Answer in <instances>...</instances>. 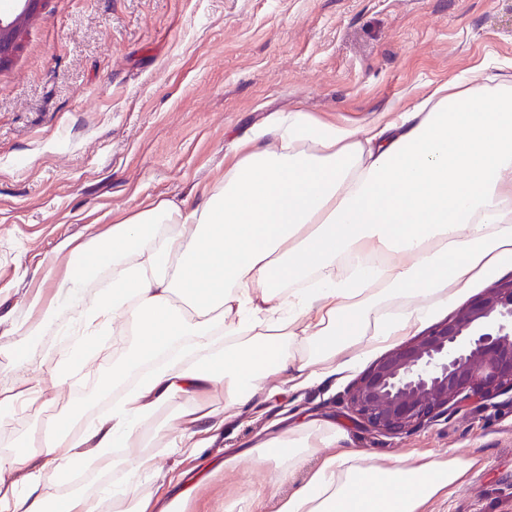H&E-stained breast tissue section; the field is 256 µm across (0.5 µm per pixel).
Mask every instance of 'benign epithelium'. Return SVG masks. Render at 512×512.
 Wrapping results in <instances>:
<instances>
[{
  "mask_svg": "<svg viewBox=\"0 0 512 512\" xmlns=\"http://www.w3.org/2000/svg\"><path fill=\"white\" fill-rule=\"evenodd\" d=\"M0 13V64L42 0ZM512 394V278L498 280L455 315L393 349L350 392L354 418L401 434L474 400Z\"/></svg>",
  "mask_w": 512,
  "mask_h": 512,
  "instance_id": "benign-epithelium-1",
  "label": "benign epithelium"
}]
</instances>
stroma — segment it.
I'll return each instance as SVG.
<instances>
[{
	"mask_svg": "<svg viewBox=\"0 0 512 512\" xmlns=\"http://www.w3.org/2000/svg\"><path fill=\"white\" fill-rule=\"evenodd\" d=\"M486 61L512 62V0H44L0 67V347L20 342L11 328L33 296H55L71 265L60 241L105 232L157 198L197 205L236 142L276 113L360 121ZM49 254L48 276L39 263ZM42 344L54 356L39 370L41 397L0 429V453L73 400L110 410L113 348L67 385L56 377L66 340L50 330ZM382 357L303 389L261 390L191 452L171 451L184 425L163 410L140 430L156 458L140 491L183 495L186 512H224L238 499L246 512H277L291 487H270L269 463L249 450L305 417L341 426L348 447L378 462L478 457L430 512H512V397L379 433L353 420L349 390Z\"/></svg>",
	"mask_w": 512,
	"mask_h": 512,
	"instance_id": "obj_1",
	"label": "stroma"
}]
</instances>
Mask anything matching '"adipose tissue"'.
<instances>
[{
  "label": "adipose tissue",
  "instance_id": "adipose-tissue-1",
  "mask_svg": "<svg viewBox=\"0 0 512 512\" xmlns=\"http://www.w3.org/2000/svg\"><path fill=\"white\" fill-rule=\"evenodd\" d=\"M60 247L73 262L58 300L32 298L40 322L18 326L30 344L14 362L30 373L0 388V429L19 398L39 399V338L63 313L57 331L80 348L135 331L112 365L126 394L104 415L74 403L41 421L34 447L1 454L0 512H49L47 478L109 471L113 448L126 451L114 512H182L181 499L159 508L138 492L154 465L139 451L144 417L182 402L176 446L201 447L267 379L307 387L349 367L358 346H394L512 272V75L456 77L357 124L278 113L237 143L202 205L156 199L106 236ZM345 438L334 423L300 420L253 447L279 485L319 460L278 512H424L474 465L377 464Z\"/></svg>",
  "mask_w": 512,
  "mask_h": 512
}]
</instances>
